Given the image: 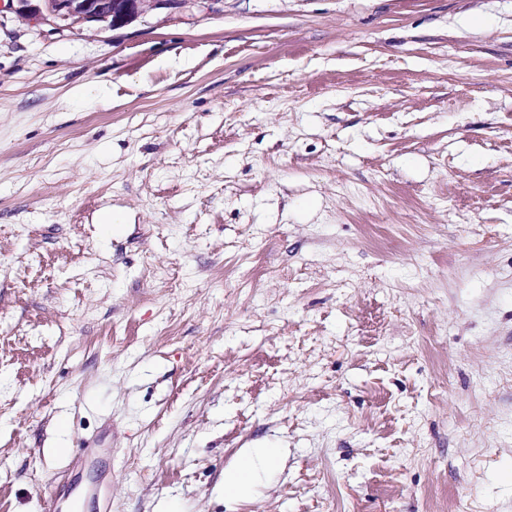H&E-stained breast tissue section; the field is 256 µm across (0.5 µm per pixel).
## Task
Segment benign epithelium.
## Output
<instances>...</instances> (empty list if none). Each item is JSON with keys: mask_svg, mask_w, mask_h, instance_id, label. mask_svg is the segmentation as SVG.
<instances>
[{"mask_svg": "<svg viewBox=\"0 0 512 512\" xmlns=\"http://www.w3.org/2000/svg\"><path fill=\"white\" fill-rule=\"evenodd\" d=\"M187 0H8V8L34 21L65 27L97 24L112 29L137 20L147 11L176 9Z\"/></svg>", "mask_w": 512, "mask_h": 512, "instance_id": "7a95c632", "label": "benign epithelium"}]
</instances>
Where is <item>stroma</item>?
I'll return each instance as SVG.
<instances>
[{
  "mask_svg": "<svg viewBox=\"0 0 512 512\" xmlns=\"http://www.w3.org/2000/svg\"><path fill=\"white\" fill-rule=\"evenodd\" d=\"M98 437L111 512H512V0L0 11V512ZM189 0H8V8L34 21L64 27L97 24L116 29L137 20L148 10L176 9ZM279 448H252L233 470L224 475V490L235 496L246 494L275 463Z\"/></svg>",
  "mask_w": 512,
  "mask_h": 512,
  "instance_id": "stroma-1",
  "label": "stroma"
}]
</instances>
